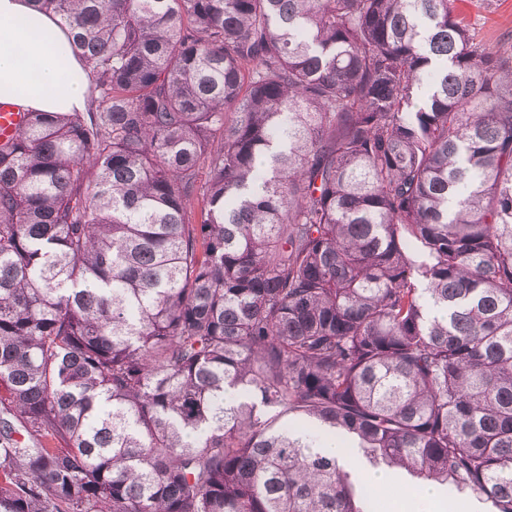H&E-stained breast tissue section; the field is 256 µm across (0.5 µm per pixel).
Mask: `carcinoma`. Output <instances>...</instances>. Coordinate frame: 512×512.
<instances>
[{
  "mask_svg": "<svg viewBox=\"0 0 512 512\" xmlns=\"http://www.w3.org/2000/svg\"><path fill=\"white\" fill-rule=\"evenodd\" d=\"M34 2L89 87L0 139V512H376L323 435L512 512V50L457 0Z\"/></svg>",
  "mask_w": 512,
  "mask_h": 512,
  "instance_id": "1",
  "label": "carcinoma"
}]
</instances>
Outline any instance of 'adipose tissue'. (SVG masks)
<instances>
[{
  "label": "adipose tissue",
  "instance_id": "1",
  "mask_svg": "<svg viewBox=\"0 0 512 512\" xmlns=\"http://www.w3.org/2000/svg\"><path fill=\"white\" fill-rule=\"evenodd\" d=\"M87 86L57 17L32 0H0V102L75 112L85 107Z\"/></svg>",
  "mask_w": 512,
  "mask_h": 512
}]
</instances>
